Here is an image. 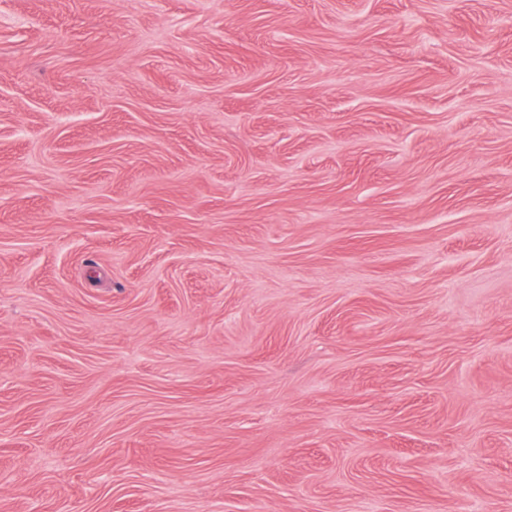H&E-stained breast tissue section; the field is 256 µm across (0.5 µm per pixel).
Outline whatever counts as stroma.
Listing matches in <instances>:
<instances>
[{"mask_svg": "<svg viewBox=\"0 0 512 512\" xmlns=\"http://www.w3.org/2000/svg\"><path fill=\"white\" fill-rule=\"evenodd\" d=\"M0 512H512V0H0Z\"/></svg>", "mask_w": 512, "mask_h": 512, "instance_id": "1", "label": "stroma"}]
</instances>
